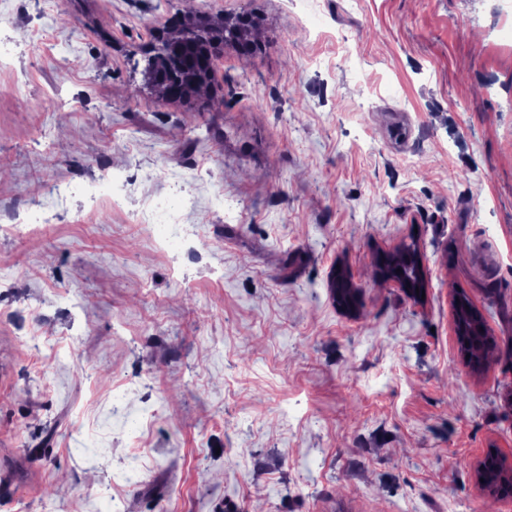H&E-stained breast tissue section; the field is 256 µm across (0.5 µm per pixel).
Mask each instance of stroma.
<instances>
[{"label": "stroma", "mask_w": 512, "mask_h": 512, "mask_svg": "<svg viewBox=\"0 0 512 512\" xmlns=\"http://www.w3.org/2000/svg\"><path fill=\"white\" fill-rule=\"evenodd\" d=\"M318 3L0 0V512H512L474 474L512 463V0ZM245 12L209 93L134 70ZM182 28V22L173 20L166 28L157 30L154 34V45L161 47L165 56L168 59L174 58L179 54L182 44L185 41L195 40L191 34L187 33L186 36L179 35V30ZM138 223L165 225L169 229V236L167 237L168 245H172L179 235L176 229L178 224L176 223V219H174V210L165 206L161 207L157 204L148 215L144 213L143 216L139 218ZM458 297L457 301L460 302V310L463 316L464 325L472 318L467 313V306L470 304V301L465 295H459ZM463 325L460 335L457 336L460 351L465 358L467 354H470V358L466 360L473 369L478 370L486 363L490 353L495 351L497 345L492 336H485V329L480 333L482 338L480 340H476L473 336L468 334Z\"/></svg>", "instance_id": "stroma-1"}]
</instances>
